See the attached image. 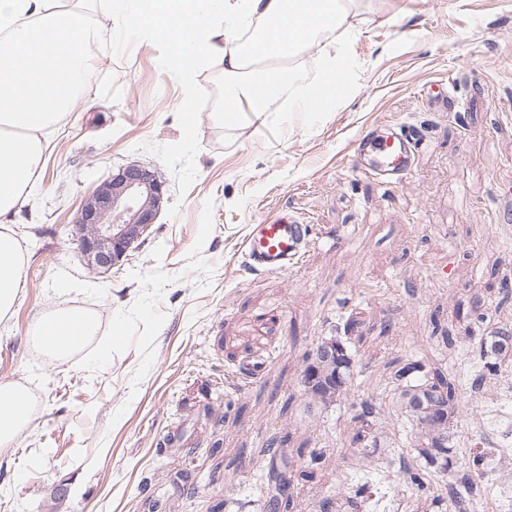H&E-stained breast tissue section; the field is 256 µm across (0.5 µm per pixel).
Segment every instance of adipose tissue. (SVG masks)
Returning a JSON list of instances; mask_svg holds the SVG:
<instances>
[{
  "label": "adipose tissue",
  "instance_id": "1",
  "mask_svg": "<svg viewBox=\"0 0 512 512\" xmlns=\"http://www.w3.org/2000/svg\"><path fill=\"white\" fill-rule=\"evenodd\" d=\"M86 0H0V321L10 319L26 257L13 235L44 159L43 134L60 123L85 87L99 40ZM123 18L144 35L166 34L174 48L166 69L184 87L212 57L224 62V121L260 115L280 93L310 98L290 71L267 67L271 54L294 53L342 26L349 0H116ZM96 326L56 309L29 328L52 358L84 349ZM30 390L0 380V447L31 424Z\"/></svg>",
  "mask_w": 512,
  "mask_h": 512
}]
</instances>
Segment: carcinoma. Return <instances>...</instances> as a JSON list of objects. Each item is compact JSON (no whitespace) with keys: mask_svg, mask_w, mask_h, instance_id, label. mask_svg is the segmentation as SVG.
<instances>
[{"mask_svg":"<svg viewBox=\"0 0 512 512\" xmlns=\"http://www.w3.org/2000/svg\"><path fill=\"white\" fill-rule=\"evenodd\" d=\"M477 353L479 370L471 379V389L476 391L512 367V328H500L482 339ZM303 377L312 380L310 384L303 383L310 406L327 408L349 395L352 382L350 367H342L338 361H326L317 352L307 362ZM392 384L391 407L397 416L412 426L419 457L424 460L422 464L415 459L404 462L405 483L430 504H440L445 501L448 487L444 477L430 467L438 464L441 472L448 471V426L460 408L456 386L444 375L427 369L423 360L415 358L406 360L393 373ZM350 407L354 411L353 420L361 423V429L351 439L355 445L360 441L363 428L382 423V411L369 398L353 401ZM264 453L270 455L266 512H286L290 496L282 494V481L285 475L294 472V461L279 452L274 438ZM440 459L443 460L441 464L438 463ZM483 460L484 456H477L473 459V466L465 465L460 469L463 490L453 496L454 512H475L480 482L484 478V473L477 466ZM371 497V487L365 482L323 497L318 508L319 512H334L339 501L343 500L356 509Z\"/></svg>","mask_w":512,"mask_h":512,"instance_id":"1","label":"carcinoma"}]
</instances>
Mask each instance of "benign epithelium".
<instances>
[{
    "label": "benign epithelium",
    "mask_w": 512,
    "mask_h": 512,
    "mask_svg": "<svg viewBox=\"0 0 512 512\" xmlns=\"http://www.w3.org/2000/svg\"><path fill=\"white\" fill-rule=\"evenodd\" d=\"M166 182L139 164L113 172L84 199L74 224L87 264L102 274L120 265L156 222Z\"/></svg>",
    "instance_id": "7a95c632"
}]
</instances>
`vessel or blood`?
<instances>
[{"label": "vessel or blood", "instance_id": "obj_1", "mask_svg": "<svg viewBox=\"0 0 512 512\" xmlns=\"http://www.w3.org/2000/svg\"><path fill=\"white\" fill-rule=\"evenodd\" d=\"M408 144L401 131L373 140L360 139L352 165L358 173L392 186L409 171ZM305 236L303 225L285 216H270L263 223L251 225L246 238L247 262L257 269L288 270L299 262Z\"/></svg>", "mask_w": 512, "mask_h": 512}]
</instances>
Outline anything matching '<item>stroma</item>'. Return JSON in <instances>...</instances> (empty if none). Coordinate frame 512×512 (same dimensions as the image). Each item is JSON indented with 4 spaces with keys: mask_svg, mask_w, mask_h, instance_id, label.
<instances>
[{
    "mask_svg": "<svg viewBox=\"0 0 512 512\" xmlns=\"http://www.w3.org/2000/svg\"><path fill=\"white\" fill-rule=\"evenodd\" d=\"M103 42L85 91L47 134L38 184L15 218L26 254L16 309L0 323V380L30 388L34 420L0 450V512H261L263 453L273 434L307 466L290 512H318L341 481L369 474L374 512H415L395 451L412 446L386 419L371 450L351 444L347 401L308 408L305 360L350 298L366 324L352 351L351 398L388 400L400 362L416 357L455 378L462 409L449 429L448 467L486 449L485 485L512 512L499 480L512 440V374L472 396L471 353L508 324L500 277L512 278V0H354L345 29L327 32L290 64L323 81L322 57L345 39L343 89L324 112L290 111L280 97L233 125L221 58L198 71L193 96L164 69L165 40L141 41L98 0ZM461 103L442 109L435 98ZM401 125L424 144L412 169L383 187L357 173V140ZM167 183L161 212L121 266L92 271L74 237L81 202L121 166ZM284 212L307 224L300 262L248 265L250 225ZM480 300L484 323L457 317ZM91 317L105 363H60L28 334L45 312ZM277 309L260 328L256 316ZM455 338L444 345L434 325Z\"/></svg>",
    "mask_w": 512,
    "mask_h": 512,
    "instance_id": "stroma-1",
    "label": "stroma"
}]
</instances>
